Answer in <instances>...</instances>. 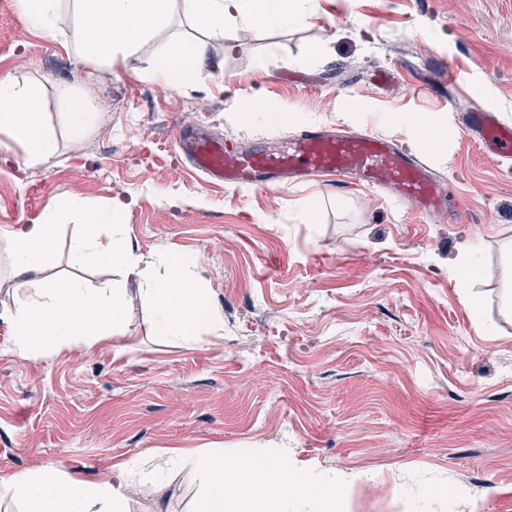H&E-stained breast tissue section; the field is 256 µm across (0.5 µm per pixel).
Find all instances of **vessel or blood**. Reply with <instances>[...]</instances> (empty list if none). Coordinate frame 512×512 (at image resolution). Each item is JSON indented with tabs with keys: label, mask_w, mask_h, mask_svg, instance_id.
<instances>
[{
	"label": "vessel or blood",
	"mask_w": 512,
	"mask_h": 512,
	"mask_svg": "<svg viewBox=\"0 0 512 512\" xmlns=\"http://www.w3.org/2000/svg\"><path fill=\"white\" fill-rule=\"evenodd\" d=\"M462 124L489 154L512 158V126L480 106ZM178 150L212 183L267 188L298 185L322 175L349 180L367 191H389L429 217L447 215L455 205L446 180L410 156L393 140L368 131L329 132L311 128L291 136L275 149L226 145L203 127L181 129Z\"/></svg>",
	"instance_id": "obj_1"
}]
</instances>
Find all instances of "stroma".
<instances>
[{"label": "stroma", "mask_w": 512, "mask_h": 512, "mask_svg": "<svg viewBox=\"0 0 512 512\" xmlns=\"http://www.w3.org/2000/svg\"><path fill=\"white\" fill-rule=\"evenodd\" d=\"M288 28L230 25L205 43L218 67L175 88L143 78L156 41L197 31L171 11L139 50L86 80L61 39L0 0V77L42 88L58 153L28 166L0 134V228L36 221L72 196L123 203L143 257L199 256L223 339L188 348L155 336L134 301L129 350L29 361L0 320V479L45 463L85 479L149 449L284 448L297 470L336 478L337 512H512V161L489 157L460 124L477 106L512 125V0H310ZM464 78L448 86V71ZM390 70L382 88L370 76ZM87 91L99 112L81 133L54 107ZM256 98L275 121L237 110ZM433 124L429 145L416 120ZM268 147L307 126L395 140L461 193L447 222L386 192L315 181L224 187L175 152L179 127ZM314 205L317 221L299 216ZM63 221L43 279L111 284L77 268ZM480 273L462 293L459 245ZM483 307L475 319L467 302Z\"/></svg>", "instance_id": "35a3bbf8"}]
</instances>
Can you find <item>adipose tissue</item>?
Instances as JSON below:
<instances>
[{
    "instance_id": "ef3b65f1",
    "label": "adipose tissue",
    "mask_w": 512,
    "mask_h": 512,
    "mask_svg": "<svg viewBox=\"0 0 512 512\" xmlns=\"http://www.w3.org/2000/svg\"><path fill=\"white\" fill-rule=\"evenodd\" d=\"M307 0H16L30 25L63 37L89 73L112 68L137 52L154 27L167 20L171 6L200 29L202 39L157 41L146 78L174 87L210 67L203 40L220 38L232 20L252 25L288 27L307 21ZM0 134L18 148L25 164L54 157L57 141L46 124L37 86L0 78ZM120 209L98 206L73 196L45 209L31 224L4 237L20 285L33 293L0 313L12 336L8 352L15 359L49 357L73 348L99 346L123 354V323L134 299L146 301L155 335L189 347L204 338H222L224 315L203 288L198 256L164 249L144 259L127 244ZM81 229L69 245L73 265L95 263L118 270L120 278L105 288L78 282H43L59 231L60 216ZM136 290H129V283ZM189 470L199 494L193 512H335L336 480L309 479L288 462L287 451L265 450L232 456L223 449L198 447L147 453L117 465L95 480L63 475L52 463L0 480V500L17 502L20 512H133L140 501L152 512H165L162 493L174 472Z\"/></svg>"
}]
</instances>
